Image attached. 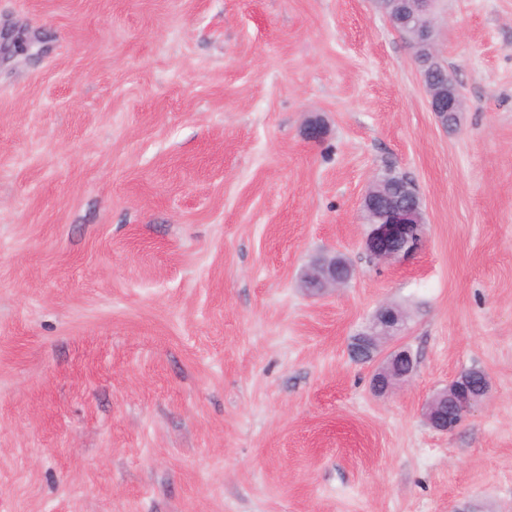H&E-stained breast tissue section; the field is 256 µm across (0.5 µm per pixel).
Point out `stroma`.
I'll return each mask as SVG.
<instances>
[{"label": "stroma", "instance_id": "obj_1", "mask_svg": "<svg viewBox=\"0 0 512 512\" xmlns=\"http://www.w3.org/2000/svg\"><path fill=\"white\" fill-rule=\"evenodd\" d=\"M435 10L452 127L375 0H0V512H512V0ZM389 164L425 224L378 265ZM385 302L416 368L380 396ZM428 96L429 104L432 112H435L441 119V113L454 112L457 120L459 121L458 112H461L458 101V91L450 77H446L445 82L441 83L440 87L431 86L429 82H425L424 85ZM304 288L318 296L347 283L354 274V269L346 260L336 253L325 254L313 261L306 269ZM372 323L371 328L360 336H364L368 341V349L364 342H361V345L369 354V359L374 360L380 354L383 344L400 336L405 324V314L398 306L385 303L376 310ZM375 353L379 354L375 356ZM465 373V387L470 390L480 389L477 393L471 394L469 390L460 391L458 393V397L456 399V403L459 406L460 414L457 409L453 405H448V408L445 410V419H448V422L451 420L452 422L456 419H459V423L457 427L461 424V422L470 415L476 408L484 404L489 397L490 394V383L489 380L486 384L482 385L481 382L483 380L484 372L477 368H472L464 371ZM481 387V388H480ZM456 427V428H457ZM453 389L448 387L437 391L425 403V417L432 428L448 433V425L442 426V423L437 420L436 411L441 404L448 403V394L452 395Z\"/></svg>", "mask_w": 512, "mask_h": 512}]
</instances>
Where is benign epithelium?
<instances>
[{
	"instance_id": "7a95c632",
	"label": "benign epithelium",
	"mask_w": 512,
	"mask_h": 512,
	"mask_svg": "<svg viewBox=\"0 0 512 512\" xmlns=\"http://www.w3.org/2000/svg\"><path fill=\"white\" fill-rule=\"evenodd\" d=\"M379 4L392 24L403 25L404 18L415 21L412 28L406 29L421 52L433 50L432 36L436 17L435 0H379ZM431 110L436 114L460 112L458 91L451 79H446L436 87L425 83ZM367 223L373 225L366 245L369 256L379 263H391L411 253L421 240L424 224L422 194L418 186L408 177L396 178L389 173L376 176L361 198ZM354 269L346 260L334 253L325 254L306 268L305 282L308 293L321 295L347 283ZM405 324V314L396 305L385 303L375 312L371 328L364 333L368 341L370 359L377 360L373 372V391L383 395L396 386L409 381L415 360L409 349L396 345L381 358H375L383 344L396 340ZM452 390L444 388L433 394L425 403V417L432 428L448 432V427L437 420V408L448 403ZM490 394V384L482 385L472 394L460 391L456 403L460 409V419H465L476 408L484 404Z\"/></svg>"
}]
</instances>
